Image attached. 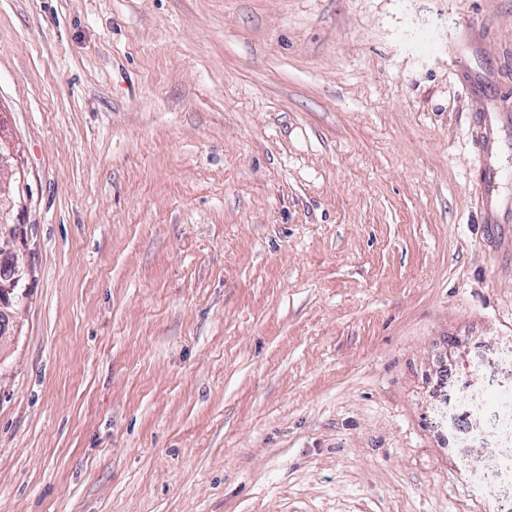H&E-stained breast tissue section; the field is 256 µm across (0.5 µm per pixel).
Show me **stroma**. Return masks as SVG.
<instances>
[{"label": "stroma", "instance_id": "35a3bbf8", "mask_svg": "<svg viewBox=\"0 0 512 512\" xmlns=\"http://www.w3.org/2000/svg\"><path fill=\"white\" fill-rule=\"evenodd\" d=\"M507 86L512 0H0V512H512ZM471 136L480 144L484 153L492 146L495 129L484 114H474L470 125ZM14 182L0 177V239L14 238L16 223L13 218ZM11 253L13 254L14 267H12L10 255L0 248V316L2 314L3 322L8 321L13 325L17 307L23 300L15 293L13 284L26 277L28 264L22 251L14 250ZM11 278V282L4 283L11 280Z\"/></svg>", "mask_w": 512, "mask_h": 512}]
</instances>
